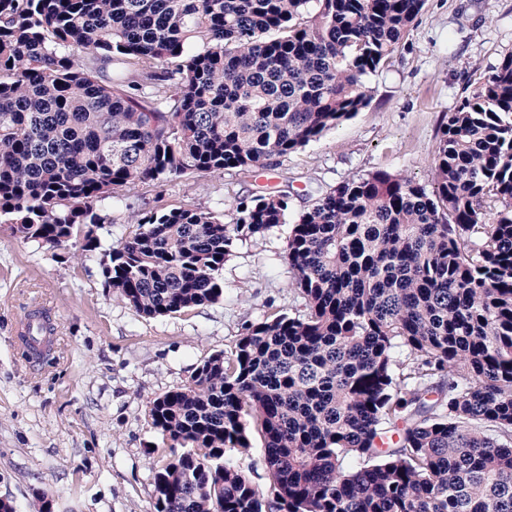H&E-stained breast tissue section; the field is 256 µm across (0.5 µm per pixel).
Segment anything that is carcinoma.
<instances>
[{
	"mask_svg": "<svg viewBox=\"0 0 512 512\" xmlns=\"http://www.w3.org/2000/svg\"><path fill=\"white\" fill-rule=\"evenodd\" d=\"M317 4L315 12L308 6ZM427 0H0V219L155 319L218 302L237 240L289 193L153 207L104 249L140 184L245 178L367 107L363 78ZM432 190L379 170L320 194L288 235L304 311L242 327L150 399L170 453L156 512H512V54L448 113ZM263 442L271 495L226 450ZM106 213L114 219V223L103 224L102 228L96 229V233L106 248L116 247L136 230V224L126 223L128 212L121 203L114 204L113 207L111 204H106Z\"/></svg>",
	"mask_w": 512,
	"mask_h": 512,
	"instance_id": "cac0c4a2",
	"label": "carcinoma"
}]
</instances>
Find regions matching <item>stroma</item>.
Instances as JSON below:
<instances>
[{"label": "stroma", "mask_w": 512, "mask_h": 512, "mask_svg": "<svg viewBox=\"0 0 512 512\" xmlns=\"http://www.w3.org/2000/svg\"><path fill=\"white\" fill-rule=\"evenodd\" d=\"M512 54V0H428L389 62L365 79L369 105L319 140L245 178L227 171L133 193L167 208L215 207L289 186V221L235 242L220 301L145 319L105 288L80 243L51 251L0 223V498L14 512H155L153 467L168 447L150 398L186 384L213 354L231 353L245 322L302 310L289 287L290 222L324 191L376 170L432 186L440 123L475 83ZM50 312V356L31 361L15 327Z\"/></svg>", "instance_id": "35a3bbf8"}]
</instances>
